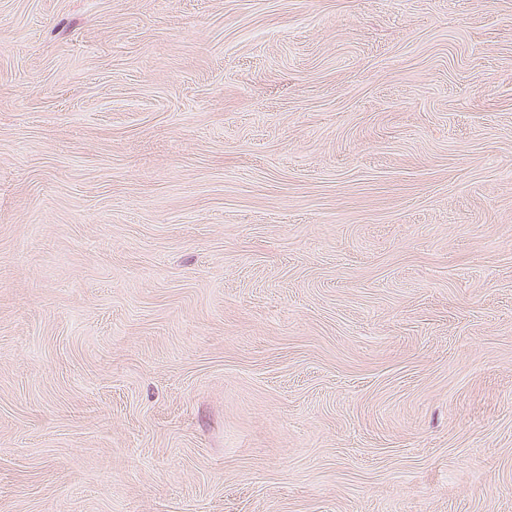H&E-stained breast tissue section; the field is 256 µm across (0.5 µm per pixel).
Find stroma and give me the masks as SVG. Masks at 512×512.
I'll return each instance as SVG.
<instances>
[{"mask_svg": "<svg viewBox=\"0 0 512 512\" xmlns=\"http://www.w3.org/2000/svg\"><path fill=\"white\" fill-rule=\"evenodd\" d=\"M0 512H512V0H0Z\"/></svg>", "mask_w": 512, "mask_h": 512, "instance_id": "stroma-1", "label": "stroma"}]
</instances>
